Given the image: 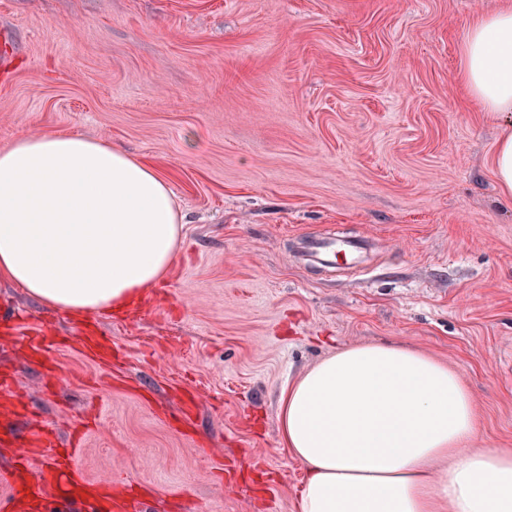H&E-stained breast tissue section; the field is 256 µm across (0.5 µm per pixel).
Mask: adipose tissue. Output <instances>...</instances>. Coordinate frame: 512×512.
Listing matches in <instances>:
<instances>
[{"mask_svg": "<svg viewBox=\"0 0 512 512\" xmlns=\"http://www.w3.org/2000/svg\"><path fill=\"white\" fill-rule=\"evenodd\" d=\"M458 58L467 96L512 112V6L470 23ZM180 238L168 182L109 142L51 131L0 149V278L50 308H125ZM280 421L299 512H512V449L474 447L472 393L424 352L339 350L283 388Z\"/></svg>", "mask_w": 512, "mask_h": 512, "instance_id": "ef3b65f1", "label": "adipose tissue"}]
</instances>
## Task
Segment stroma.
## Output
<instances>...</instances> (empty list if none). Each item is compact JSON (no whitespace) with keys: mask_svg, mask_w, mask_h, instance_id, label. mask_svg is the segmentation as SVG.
Wrapping results in <instances>:
<instances>
[{"mask_svg":"<svg viewBox=\"0 0 512 512\" xmlns=\"http://www.w3.org/2000/svg\"><path fill=\"white\" fill-rule=\"evenodd\" d=\"M512 0H0V148L60 130L150 162L180 255L138 314L97 313L112 384L76 347L0 367L46 432L154 512H298L284 386L336 351L402 343L453 367L479 448H512V201L490 160L512 115L463 102L467 23ZM372 238L369 274L296 239ZM20 335L85 317L0 281Z\"/></svg>","mask_w":512,"mask_h":512,"instance_id":"stroma-1","label":"stroma"}]
</instances>
